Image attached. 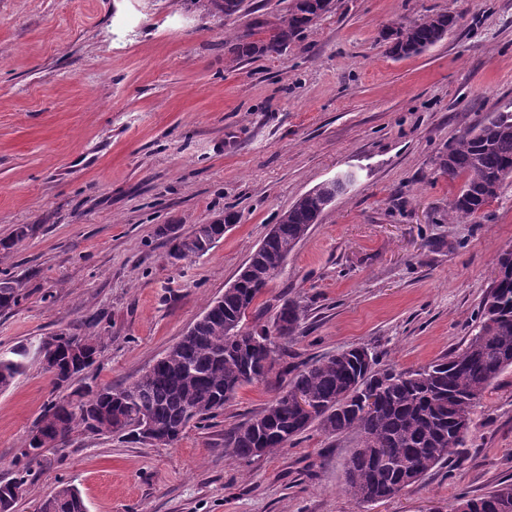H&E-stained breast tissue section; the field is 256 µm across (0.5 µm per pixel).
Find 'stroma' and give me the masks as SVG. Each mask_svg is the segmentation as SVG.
<instances>
[{
  "instance_id": "1",
  "label": "stroma",
  "mask_w": 512,
  "mask_h": 512,
  "mask_svg": "<svg viewBox=\"0 0 512 512\" xmlns=\"http://www.w3.org/2000/svg\"><path fill=\"white\" fill-rule=\"evenodd\" d=\"M207 0H0V239L28 226L0 270L22 279L0 312V355L26 370L0 391V481L55 397L34 349L67 329L105 348L80 385L142 374L222 295L304 193L355 181L289 255L245 326L282 300L306 309L289 365L364 345L381 366L415 370L465 346L512 246V178L477 217L452 223L462 180L438 156L488 112H512V0H334L280 52L234 59L256 14L290 0H245L231 17ZM458 15L445 38L396 58L394 22ZM239 220L212 250L171 262L163 224L190 232L224 210ZM276 368L217 418L171 446L73 434L45 451L14 512L76 485L88 512H451L512 480V368L473 414L463 466L431 470L365 505L343 490L355 434L310 428L249 462L224 431L287 389Z\"/></svg>"
}]
</instances>
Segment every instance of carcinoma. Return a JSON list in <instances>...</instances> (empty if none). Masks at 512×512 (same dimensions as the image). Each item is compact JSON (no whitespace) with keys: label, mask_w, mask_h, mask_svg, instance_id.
Segmentation results:
<instances>
[{"label":"carcinoma","mask_w":512,"mask_h":512,"mask_svg":"<svg viewBox=\"0 0 512 512\" xmlns=\"http://www.w3.org/2000/svg\"><path fill=\"white\" fill-rule=\"evenodd\" d=\"M226 16L244 8V0H208ZM332 0H291L287 14L271 26L266 40L253 33L233 45L239 58L277 53L299 32L331 8ZM458 23L448 13L403 20L388 29V52L394 57L418 54L441 41ZM439 168L464 177L450 202L448 220L476 217L496 199L504 180L512 177V112H489L466 129L438 157ZM344 191L336 180L303 194L284 212L272 235L251 254L237 276L238 285L211 300L204 314L132 382L120 387L77 388L48 402L20 452L15 476L0 483V512H13L32 466L46 448H57L75 432L122 435L152 445H172L192 421L215 418L238 389L265 380L277 361L288 355V344L303 334L305 307L285 299L269 324L243 328L256 299L281 273L288 255L310 225ZM237 216L224 214L222 224H196L188 234L175 224L160 228L169 258L181 261L207 253L224 237V225ZM499 279L492 281L478 322L464 348L416 370L378 367L365 346L352 347L290 370L288 389L249 419L224 431V447L246 461L288 447L310 426L338 436L354 433L358 446L344 466V490L359 505L394 497L445 463L463 465L460 453L466 435L459 424H470L473 408L505 370L512 368V248L497 260ZM22 281L0 277V311L17 305ZM238 322L244 335L229 331ZM87 352L71 351L72 340ZM54 361V386L67 390L95 362L104 348L99 336H74L60 330L40 343ZM28 351L0 356V391L24 372ZM304 395L310 409L287 400L288 390ZM377 391L380 401L365 409L363 398ZM37 512H88L78 488L64 485L41 500ZM453 512H512V483H501L480 497L462 495Z\"/></svg>","instance_id":"obj_1"}]
</instances>
